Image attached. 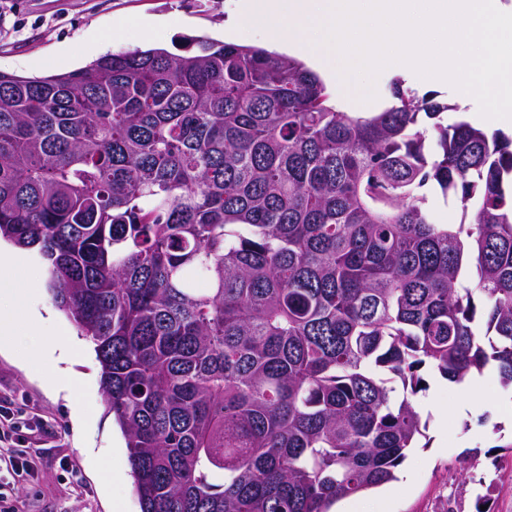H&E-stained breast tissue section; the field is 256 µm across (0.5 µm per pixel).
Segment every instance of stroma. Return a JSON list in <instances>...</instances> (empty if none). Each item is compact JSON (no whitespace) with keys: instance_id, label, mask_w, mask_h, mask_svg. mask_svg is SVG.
Instances as JSON below:
<instances>
[{"instance_id":"stroma-1","label":"stroma","mask_w":512,"mask_h":512,"mask_svg":"<svg viewBox=\"0 0 512 512\" xmlns=\"http://www.w3.org/2000/svg\"><path fill=\"white\" fill-rule=\"evenodd\" d=\"M242 0H0V71L23 77L64 74L107 53L164 48L188 38L224 40ZM17 275L23 303L56 311L48 263L23 251ZM32 339L0 348V414L14 430L0 446L33 459L36 468L0 498V512H140L125 439L108 411L92 343L77 366L83 380L73 399L55 394L48 367L29 364ZM414 401L423 437L380 488L338 501L333 512H512V388L496 375L473 390L420 371ZM87 417L72 422L73 405Z\"/></svg>"}]
</instances>
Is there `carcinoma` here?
Wrapping results in <instances>:
<instances>
[{
	"label": "carcinoma",
	"instance_id": "cac0c4a2",
	"mask_svg": "<svg viewBox=\"0 0 512 512\" xmlns=\"http://www.w3.org/2000/svg\"><path fill=\"white\" fill-rule=\"evenodd\" d=\"M193 43L0 72V239L94 344L141 512H330L423 436L378 370L512 387V138L398 80L341 112L294 58ZM430 182L469 225L434 222Z\"/></svg>",
	"mask_w": 512,
	"mask_h": 512
}]
</instances>
